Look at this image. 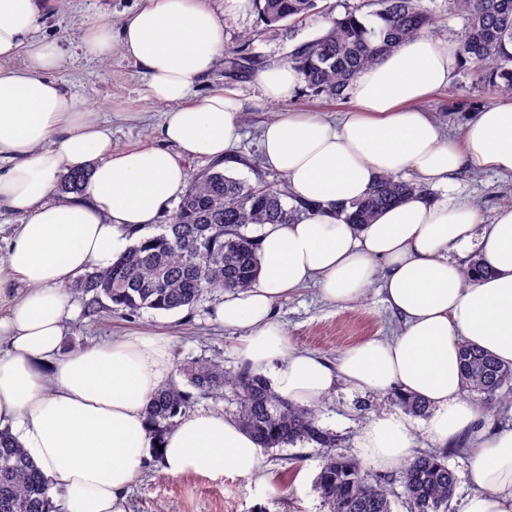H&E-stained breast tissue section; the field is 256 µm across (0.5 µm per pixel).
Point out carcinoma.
I'll return each mask as SVG.
<instances>
[{
    "label": "carcinoma",
    "mask_w": 512,
    "mask_h": 512,
    "mask_svg": "<svg viewBox=\"0 0 512 512\" xmlns=\"http://www.w3.org/2000/svg\"><path fill=\"white\" fill-rule=\"evenodd\" d=\"M422 0H373L377 9L362 13L363 5L338 0H256L260 31L288 23L298 33L317 17L327 20L324 33L296 42L287 62L303 75L311 95L342 100L357 73L374 64L394 45L429 31L433 13ZM343 11H337V8ZM448 9L464 25L457 35L464 63L476 68L477 80L512 96V0H448ZM247 36L236 50L224 54V70L231 77H247L264 67L249 51ZM87 174L71 172L59 190L79 194ZM427 189L415 182L379 177L366 197L349 205L336 204V213L349 224L372 223L382 210ZM304 203L289 200L287 184H271L262 174L254 181L235 178L215 167L191 182L165 222L135 239L108 268L92 267L74 280L70 291L84 298V315L97 318L108 311L127 318L143 310L172 311L191 307L207 292H233L251 287L260 270L258 237L251 225L289 224L299 218ZM461 380L469 391L489 401L512 397V365L496 361L469 344L460 356ZM179 375L200 395L234 393L237 420L267 450L298 442L324 449L315 486L328 512H393V498L401 497L408 512H448L456 475L446 455L424 451L414 457L398 478L402 491L389 479L370 474L354 458L337 448L336 435L318 424L316 409L279 397L270 381L250 370L224 371L218 358H195L177 367ZM394 402L416 417L431 407L424 400L391 393ZM191 396L171 381L146 406L154 436L162 437L185 415ZM0 512H50L46 483L24 449L0 430Z\"/></svg>",
    "instance_id": "1"
}]
</instances>
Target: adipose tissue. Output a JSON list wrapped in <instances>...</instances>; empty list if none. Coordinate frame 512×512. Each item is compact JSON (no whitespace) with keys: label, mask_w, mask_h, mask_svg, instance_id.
I'll list each match as a JSON object with an SVG mask.
<instances>
[{"label":"adipose tissue","mask_w":512,"mask_h":512,"mask_svg":"<svg viewBox=\"0 0 512 512\" xmlns=\"http://www.w3.org/2000/svg\"><path fill=\"white\" fill-rule=\"evenodd\" d=\"M47 0H0V430H9L41 470L51 505L65 512H129L128 498L152 446L145 408L174 362L168 342L127 336L64 351L65 291L90 267L123 253L126 233L159 223L185 190V159L235 165L245 105L237 90L208 86L224 57L221 11L252 0H141L120 27L95 15L80 47L104 60L120 50L147 77L148 97L166 105L159 145L119 149L112 130L54 71L64 53L39 34ZM462 60L454 42L419 35L362 69L338 121L283 114L261 130L265 167L282 173L301 219L265 225L256 282L228 293L225 328L243 331L241 362L269 376L275 393L316 406L337 384L392 390L432 407L426 438L437 448L470 443L472 494L461 512H512V430L479 427L482 410L462 389L460 352L471 344L512 363V203L484 216L472 203L423 193L357 227L335 205L363 198L382 175L411 173L424 190L463 171L512 174V97L475 112L457 138L423 108L448 89ZM261 103L285 101L303 83L289 63L255 75ZM84 170L80 196L58 191ZM476 247L488 277L465 275ZM327 301L357 303L371 285L404 321L335 361L293 346L274 320L276 303L307 285ZM417 442L398 412L371 415L358 441L372 468H404ZM264 450L236 418L200 412L164 438L165 475L261 473Z\"/></svg>","instance_id":"1"}]
</instances>
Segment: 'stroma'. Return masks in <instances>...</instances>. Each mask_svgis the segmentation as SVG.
<instances>
[{
    "instance_id": "stroma-1",
    "label": "stroma",
    "mask_w": 512,
    "mask_h": 512,
    "mask_svg": "<svg viewBox=\"0 0 512 512\" xmlns=\"http://www.w3.org/2000/svg\"><path fill=\"white\" fill-rule=\"evenodd\" d=\"M139 0H51L42 23L47 39L58 42L65 63L55 77L80 100L90 103L112 127V141L121 148L150 144L164 108L147 97V85L140 69L120 52L99 61L86 56L79 46V28L85 16L97 15L113 24L133 10ZM498 93L478 86L472 65L460 66L447 90L427 104L429 111L456 136L461 124L481 108L498 100ZM348 101H329L299 89L293 98L264 108H247L245 137L238 155L251 159V166L231 168V175L254 179L253 165L261 164L259 130L262 124L282 112H324L338 114ZM434 199L478 204L484 214L499 205L512 203V177L492 172L460 174L448 186L433 188ZM220 293H208L190 308L173 312L142 311L137 317L116 314L90 320L84 315L82 299L73 298L74 312L67 323L66 345L80 348L91 342L117 339L136 333L158 334L172 346L175 362L216 357L226 370L239 371V334L226 330L217 316L223 302ZM275 318L290 342L298 348L332 360L348 347L372 337L394 335L401 327L395 313L384 301L378 286L368 288L364 298L348 307L323 300L315 288L280 301ZM389 396L351 391L337 387L318 408L320 425L335 433L341 448L356 455V438L372 414L393 410ZM321 448L296 444L265 453L262 474L217 476L189 472L177 478L163 474L160 463L146 460L129 494L131 512H326L314 481L320 470Z\"/></svg>"
}]
</instances>
